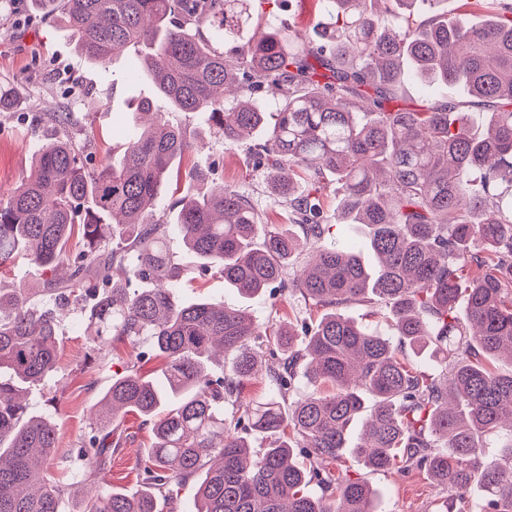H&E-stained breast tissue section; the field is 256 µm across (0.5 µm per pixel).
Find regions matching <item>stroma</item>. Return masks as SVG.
<instances>
[{
	"mask_svg": "<svg viewBox=\"0 0 512 512\" xmlns=\"http://www.w3.org/2000/svg\"><path fill=\"white\" fill-rule=\"evenodd\" d=\"M317 6L314 0H263L256 5V21L243 30L240 41L268 28L305 31L311 25ZM131 54L113 63L98 65L81 55L58 14L32 5V0H0V85L15 90L21 99L17 109L0 110V198H6L34 167L36 137L68 135L90 156L91 167L98 168L120 155L124 134L136 123L132 102L150 100L155 110L167 114L171 122L185 126L195 144L176 161L163 190L159 211L162 219H172L171 204L178 199L198 197L213 187L224 186L248 195L263 220L274 224L290 223L285 203L274 202L262 169L254 167L249 145H232L215 134L208 113L185 114L173 111L146 79L129 80L126 72ZM455 100L463 111L481 112L476 99L464 92L441 86H425L415 77L406 79L407 107L417 109ZM64 112L68 123L58 126L52 113ZM169 250L184 269L179 295L183 301L221 300L225 305L248 310L263 330L274 333L288 325L316 323L322 308L301 297H284L265 292L256 298L241 296L224 284L214 272H202L181 240L169 241ZM84 313L74 309L59 329V361L54 378L32 387L28 402L32 412L58 417L59 428L55 472L71 485L65 502L73 504L78 476L65 471L63 461L80 447L92 409L113 378L131 372L149 373L160 367L149 342L118 344L99 358H91L92 342L84 329ZM122 429L126 442L112 459L110 470L100 474L105 489H133L144 465V455L153 441L151 428L135 414L126 416ZM340 472L372 484L380 494L383 512H445L447 492L435 485L425 471L407 473L373 472L352 456L338 464Z\"/></svg>",
	"mask_w": 512,
	"mask_h": 512,
	"instance_id": "stroma-1",
	"label": "stroma"
}]
</instances>
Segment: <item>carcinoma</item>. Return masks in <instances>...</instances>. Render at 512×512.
I'll return each mask as SVG.
<instances>
[{"mask_svg":"<svg viewBox=\"0 0 512 512\" xmlns=\"http://www.w3.org/2000/svg\"><path fill=\"white\" fill-rule=\"evenodd\" d=\"M37 2L64 15L92 62L145 49L131 79L146 75L181 112L210 113L224 141L264 131L255 164L295 223H263L248 196L224 187L160 222L162 190L191 143L148 105L116 166L87 169L69 138L39 143L33 172L0 200V266L22 254L46 275L35 295L0 288V512H65V487L43 474L57 423L29 410L21 384L54 375L73 298L97 349L148 340L165 360L159 379L129 373L101 398L72 456L77 512H157L158 497L189 482L195 512H382L374 488L329 468L361 417L352 454L365 467L426 470L448 490L447 512L473 486L492 512H512V373L491 368L512 359V7L473 27L449 23L445 0H316L306 38L269 30L237 45L253 0ZM407 63L426 84L461 83L487 103L482 133H469L458 104L399 105ZM269 95L274 112L254 101ZM328 176L341 195L336 223L362 225L375 264L327 239L318 190ZM171 235L244 295L276 288L328 309L281 330L264 399L238 405L261 375L258 326L222 301L178 300ZM351 303L385 307L398 341L342 314ZM407 347L441 371H419ZM299 365L309 391L285 409ZM129 413L154 443L135 489L103 491L96 479L119 450L112 424ZM502 431L506 462L484 459L483 439ZM249 432L275 443L257 451Z\"/></svg>","mask_w":512,"mask_h":512,"instance_id":"obj_1","label":"carcinoma"}]
</instances>
